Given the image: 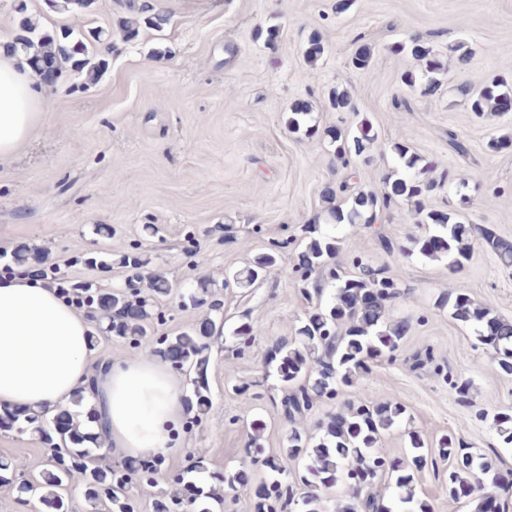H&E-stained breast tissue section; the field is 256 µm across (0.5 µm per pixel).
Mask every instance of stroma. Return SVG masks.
Segmentation results:
<instances>
[{"label": "stroma", "instance_id": "1", "mask_svg": "<svg viewBox=\"0 0 512 512\" xmlns=\"http://www.w3.org/2000/svg\"><path fill=\"white\" fill-rule=\"evenodd\" d=\"M164 6L162 30L146 26L152 8ZM52 33L99 31L98 49L108 66L92 85L67 71L45 89L42 125L17 152L0 161V274L25 248L46 281L90 283L100 291L127 287L132 272L117 261L136 247L146 271L174 285L159 297L154 334L175 336L199 322L206 307L187 302L201 279L224 304V331L212 342L208 385L213 405L201 423L181 413L178 448L164 454L155 487L131 482L128 495L140 512H153L157 491L172 476L202 462L204 479L249 462V442L266 454L285 446L289 424L274 404L275 379H263L277 341L294 337L306 304L290 274L298 261L296 239L306 224L330 223L325 187H338L344 172L321 136L289 133L292 104L312 106L319 128L355 126L367 118L377 135L369 161L357 162L354 183L381 192L401 166L389 144L405 137L411 151L452 182L430 198L431 209L454 212L473 224L512 239V148L487 152L491 133L512 130V112L477 117L459 92L480 88L492 74L512 76V0H92L82 11L52 7L50 0H0V50L12 43L23 19ZM138 32L126 38L122 24ZM276 28L275 39L266 29ZM324 53L309 63L310 36ZM432 40L449 62L440 86L421 94L427 82L420 63L392 45L412 36ZM374 51L370 73L348 65L358 43ZM471 56L459 61L457 43ZM414 73L416 88L403 82ZM348 93L352 111L330 108L332 89ZM468 144L461 157L448 148V131ZM406 205L393 207L373 227L343 235L344 249L363 251L386 264L407 287L390 311L409 321L403 361L381 365L360 380L355 396L399 400L410 427L428 438L454 433L477 451L500 447L491 421L480 410L512 406V378L500 375L491 350L448 312L434 309L436 296L464 281L478 300L512 321V270L501 267L491 245L479 241L460 276L448 266L418 256L387 255L381 238L423 234ZM289 240L278 267L262 287L243 289L229 278L271 241ZM112 254L109 266L89 256ZM253 339L239 347L233 331L242 323ZM431 349L453 372L474 383L463 404L430 369L410 370L406 357ZM257 383L258 400L245 406L230 387ZM265 423L254 434L250 423ZM50 451L24 429L0 430V462L25 477L49 464Z\"/></svg>", "mask_w": 512, "mask_h": 512}]
</instances>
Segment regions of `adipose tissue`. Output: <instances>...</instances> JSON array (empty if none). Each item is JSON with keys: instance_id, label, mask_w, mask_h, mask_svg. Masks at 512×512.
Masks as SVG:
<instances>
[{"instance_id": "1", "label": "adipose tissue", "mask_w": 512, "mask_h": 512, "mask_svg": "<svg viewBox=\"0 0 512 512\" xmlns=\"http://www.w3.org/2000/svg\"><path fill=\"white\" fill-rule=\"evenodd\" d=\"M43 90L22 57L0 55V160L38 128ZM89 322L55 288L24 271L0 277V404H65L91 375ZM106 432L132 454L178 445L179 388L156 364L129 360L100 373Z\"/></svg>"}]
</instances>
